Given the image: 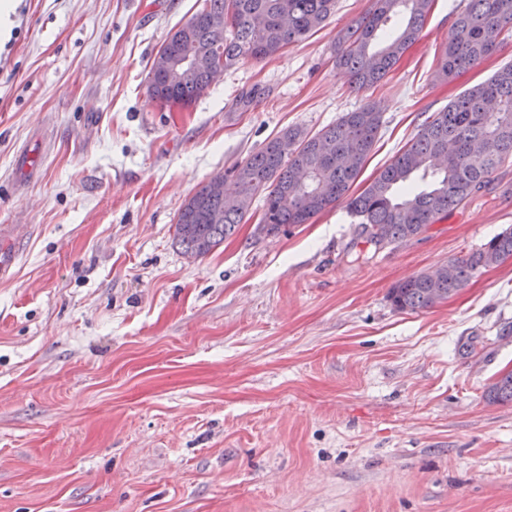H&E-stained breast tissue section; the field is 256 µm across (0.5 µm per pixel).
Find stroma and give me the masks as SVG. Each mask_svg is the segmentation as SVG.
<instances>
[{"instance_id": "obj_1", "label": "stroma", "mask_w": 512, "mask_h": 512, "mask_svg": "<svg viewBox=\"0 0 512 512\" xmlns=\"http://www.w3.org/2000/svg\"><path fill=\"white\" fill-rule=\"evenodd\" d=\"M0 23V225L25 240L0 279V512H512V258L447 301L395 310L396 283L512 227V159L486 191L375 248L345 205L277 235L262 209L188 261L180 208L291 127L381 112L362 191L425 119L512 63V36L449 78L466 0H435L388 80L336 70L337 0L306 40L245 61L189 108L148 74L202 0H13ZM264 93L231 111L251 87ZM36 154L35 176L16 170ZM485 398L490 403H512V371L502 374L495 382L488 385Z\"/></svg>"}]
</instances>
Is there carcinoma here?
I'll return each instance as SVG.
<instances>
[{
    "label": "carcinoma",
    "instance_id": "1",
    "mask_svg": "<svg viewBox=\"0 0 512 512\" xmlns=\"http://www.w3.org/2000/svg\"><path fill=\"white\" fill-rule=\"evenodd\" d=\"M434 0H373L371 10L339 31L336 65L355 91L379 85L419 39ZM336 0H204L164 43L163 60L153 61L148 92L161 106L190 107L211 85L209 67L172 78L168 65L191 52L224 60L262 61L283 47L300 43L323 28ZM494 30H512V0H468L456 14L441 70L464 73L492 55ZM381 113L369 105L343 113L314 135L289 128L230 170L233 200L201 186L179 210L174 238L185 254L210 253L246 221L253 199L263 197L261 224L267 236L286 226L306 224L343 202L360 218L358 235L377 245L374 229L387 243L422 234L479 194L493 171L512 158V64L465 90L433 113L416 137L358 194L352 187L378 139ZM512 258V229L481 249L448 262L437 273H420L388 292L399 311H418L448 300L465 288L475 272ZM490 403H512V371L488 385Z\"/></svg>",
    "mask_w": 512,
    "mask_h": 512
}]
</instances>
